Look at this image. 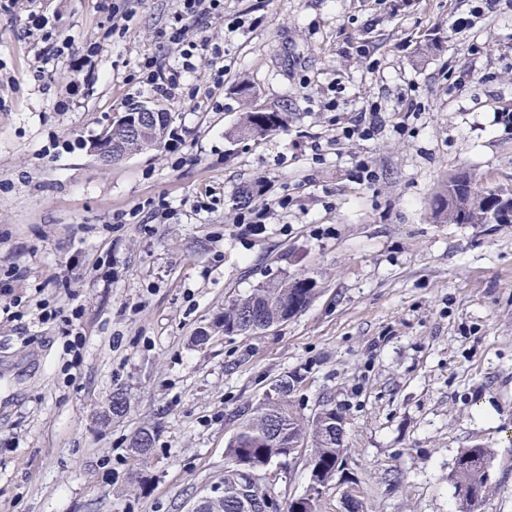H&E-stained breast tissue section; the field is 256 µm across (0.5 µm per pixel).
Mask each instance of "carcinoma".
<instances>
[{"label":"carcinoma","mask_w":512,"mask_h":512,"mask_svg":"<svg viewBox=\"0 0 512 512\" xmlns=\"http://www.w3.org/2000/svg\"><path fill=\"white\" fill-rule=\"evenodd\" d=\"M287 124L288 109L285 107L253 112L246 106L232 134L237 138L249 135L259 139ZM494 195L507 199L512 196V189L478 190L468 176H451L438 194L436 217L448 224H486L492 210L490 198ZM314 294L316 289L302 287L300 278H284L262 284L252 289L247 296L232 301L224 308V314L209 327V331L200 332L197 339L204 341L210 333H226L229 328L240 326L245 315L253 309L260 312L267 321H273L295 299L299 298L307 305ZM297 384L298 378L294 375L284 378L281 380L280 394L268 396L262 402L243 410L238 434L227 447L231 460L243 464V467H234L224 474V494L203 503L201 512H260L257 499L246 502L249 498L246 490L250 488L257 472L286 458L288 438L277 436L280 431L289 435V438H304L310 444L307 460L310 470L318 469L326 476H335L343 462V438L329 429V424L321 418L316 416L307 420L297 413L290 400V394ZM146 438L148 429L143 428L129 443V452L142 463L148 462L150 452V448L140 447V441ZM488 456L487 449L474 446L457 458L450 476L456 504L468 500L471 495L479 498L482 503L487 501L490 485L483 464Z\"/></svg>","instance_id":"1"}]
</instances>
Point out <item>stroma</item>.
I'll return each mask as SVG.
<instances>
[{"label": "stroma", "instance_id": "1", "mask_svg": "<svg viewBox=\"0 0 512 512\" xmlns=\"http://www.w3.org/2000/svg\"><path fill=\"white\" fill-rule=\"evenodd\" d=\"M115 3L133 13L117 32L99 0L0 11V307L15 314L0 322V512H188L223 493L239 411L293 374L301 415L327 401L345 422L318 512H345L349 493L360 512H455L454 462L476 445L485 512H512V224L435 216L449 176L512 188V0H224L186 23L223 43V87L197 56L185 93L159 102L169 138L105 168L92 141L152 99L143 58L180 64L165 37L177 0ZM32 11L100 45L99 78L68 109L67 59L44 55ZM244 80L287 106L286 127L228 138ZM366 101L380 132L337 142ZM245 194L271 205L268 223H240ZM287 277L317 283L298 315L195 343L232 300ZM42 302L58 318L40 321ZM117 391L125 410L100 425ZM145 427L141 466L128 443ZM308 454L258 473L280 507L305 493Z\"/></svg>", "mask_w": 512, "mask_h": 512}]
</instances>
